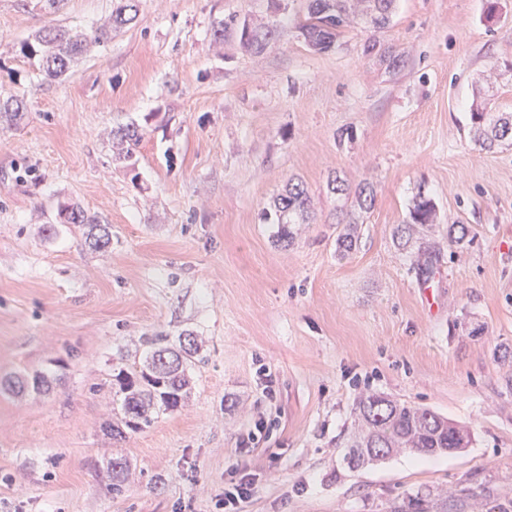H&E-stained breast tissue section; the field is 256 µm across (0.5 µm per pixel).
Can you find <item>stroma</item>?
<instances>
[{"label": "stroma", "instance_id": "stroma-1", "mask_svg": "<svg viewBox=\"0 0 512 512\" xmlns=\"http://www.w3.org/2000/svg\"><path fill=\"white\" fill-rule=\"evenodd\" d=\"M136 4L53 81L20 43L101 25L116 0H0V97L26 104L0 122V374L46 379L0 395V512H214L237 473L256 477L239 512H512V141L470 131L476 109L512 112V0H395L384 28L325 52L295 27L306 0ZM231 15L277 23L274 40H215ZM128 125L129 159L112 147ZM292 178L313 213L283 240L266 214ZM421 191L437 221L404 248ZM62 204L111 224L109 247L60 223ZM155 334L197 336L187 395L113 436L112 377ZM369 392L473 442L349 468Z\"/></svg>", "mask_w": 512, "mask_h": 512}]
</instances>
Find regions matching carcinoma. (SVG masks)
Returning <instances> with one entry per match:
<instances>
[{
  "label": "carcinoma",
  "instance_id": "1",
  "mask_svg": "<svg viewBox=\"0 0 512 512\" xmlns=\"http://www.w3.org/2000/svg\"><path fill=\"white\" fill-rule=\"evenodd\" d=\"M393 4L394 0H307V13L298 22V29L311 48L325 51L358 18L375 28L384 27L389 22ZM136 15L135 0H119L107 24L91 28L48 26L33 39L22 42L20 52L37 66L41 75L56 80L66 75L76 58L110 39L112 32L130 24ZM227 29L237 30L243 44L257 50L263 49L276 34L272 27H251L231 16L215 31V39H224ZM24 111L25 104L20 96L0 98V118L5 116L17 121ZM470 121L474 135L485 145L491 147L497 142L512 140V134H504L505 128H512L511 112H472ZM116 137L126 156L132 157L141 140L139 131L134 127L122 128ZM355 196L359 209L365 211L374 206L375 195L369 184L358 186ZM273 207L277 223L281 224L280 236L289 238L291 232L287 225L308 217L312 200L303 184L290 182L285 192L274 199ZM67 210L70 211L67 223L86 228L87 238L93 240V247L102 249L109 246L111 239H102V231L109 225L100 223L79 207L61 208L63 212ZM435 219L436 203L420 192L409 212V221L396 228L395 237L407 242L416 227L433 224ZM355 244V231L349 227L337 235V255L346 257ZM166 340L165 336L147 337L146 365L140 373L121 369L116 375L125 424L134 432L150 427L155 414L178 407L189 384L185 365L197 349H191L177 357L175 364L166 366L162 363V354L176 353V350L164 346ZM358 409L361 429L352 440L347 456L352 468L359 467L367 458L385 457L394 448L447 454L453 448H466L471 443L470 433L447 418L378 393L364 395L358 402Z\"/></svg>",
  "mask_w": 512,
  "mask_h": 512
}]
</instances>
